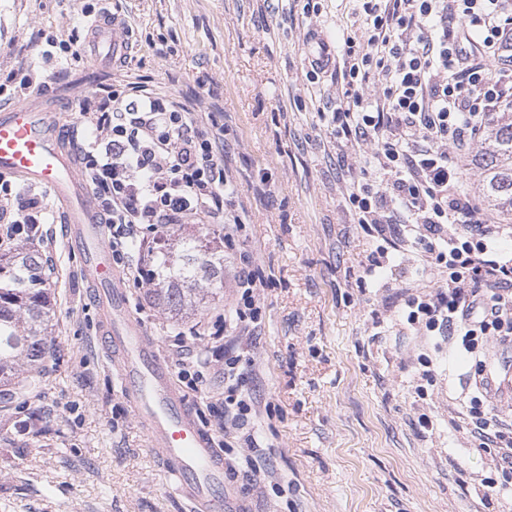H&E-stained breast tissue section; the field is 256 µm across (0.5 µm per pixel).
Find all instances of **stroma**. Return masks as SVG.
Returning <instances> with one entry per match:
<instances>
[{
	"label": "stroma",
	"instance_id": "obj_1",
	"mask_svg": "<svg viewBox=\"0 0 512 512\" xmlns=\"http://www.w3.org/2000/svg\"><path fill=\"white\" fill-rule=\"evenodd\" d=\"M0 0V72L36 63L40 30L70 34L87 5L125 16V64L69 60L47 80L45 97L76 127L75 106L134 74L185 99L195 111L224 113V152L248 211L247 244L269 286L252 350L254 395L264 411L245 426L249 454L265 475L227 471L247 512H512L496 451L465 425L473 395L465 352L434 350L426 395L419 339L399 333L405 288H434L436 265L415 253L389 279H364L377 243L354 224L349 187L363 180L336 147L315 107L338 90L334 69L309 82L308 39L336 42L365 28L357 0ZM267 177L269 192L256 191ZM48 223L34 242L55 296L53 354L32 384L0 393V512H185L148 446L98 340L99 315L66 245L60 204L48 188ZM132 314L160 354L179 359L176 335L222 311L220 293L183 320L126 283ZM219 373L183 394L200 423L218 429ZM431 426H423L422 418Z\"/></svg>",
	"mask_w": 512,
	"mask_h": 512
}]
</instances>
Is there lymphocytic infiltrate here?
<instances>
[{"label":"lymphocytic infiltrate","mask_w":512,"mask_h":512,"mask_svg":"<svg viewBox=\"0 0 512 512\" xmlns=\"http://www.w3.org/2000/svg\"><path fill=\"white\" fill-rule=\"evenodd\" d=\"M360 3L366 29L336 47L341 89L321 109L337 140L350 144L354 161L368 160L376 172L348 195L357 224L382 241L365 273L394 271L409 246L420 262L447 270L435 288L403 289V324L470 354L478 392L470 432L482 447L496 449L509 475L512 420L490 416L481 397L495 382L498 351L512 350V256L500 250L512 226L463 195L460 179L461 162L493 113L512 108V71L495 66L501 49L512 46V0ZM373 79L381 91L370 96L365 87ZM78 112L88 130L84 172L115 227L112 258L127 279L146 280L133 243L159 239L178 224L223 225L232 298L224 312L179 332L181 375L201 379L213 357L223 356L224 445L256 447V439L242 433L258 407L245 366L263 323L268 281L244 244L247 213L224 155L221 113L192 111L138 80L84 99ZM3 202L17 205L9 236H39L46 210L41 196L18 199L14 178L0 174ZM488 336L496 337L498 351L485 346Z\"/></svg>","instance_id":"f902f5d3"}]
</instances>
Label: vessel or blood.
Returning <instances> with one entry per match:
<instances>
[{
    "mask_svg": "<svg viewBox=\"0 0 512 512\" xmlns=\"http://www.w3.org/2000/svg\"><path fill=\"white\" fill-rule=\"evenodd\" d=\"M126 46L120 23L98 25L89 47L93 59L118 55ZM59 113L37 103L0 106V173L53 191L66 212L70 249L92 288L102 322V342L118 370L124 395L163 461L173 492L189 512H245L237 491L224 482V458L214 435L174 382L172 365L128 309L122 281L105 241V227L91 190L75 172L72 148Z\"/></svg>",
    "mask_w": 512,
    "mask_h": 512,
    "instance_id": "b4317fda",
    "label": "vessel or blood"
}]
</instances>
